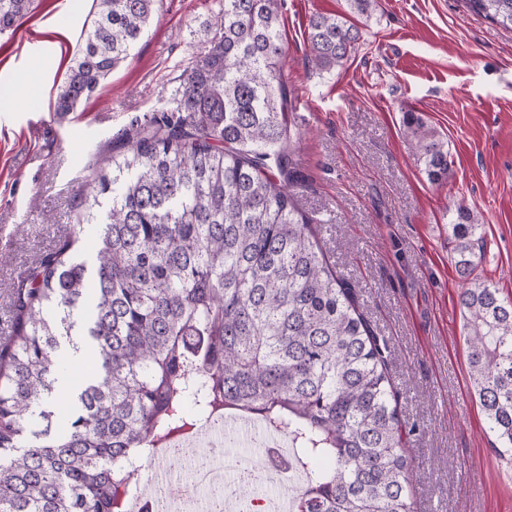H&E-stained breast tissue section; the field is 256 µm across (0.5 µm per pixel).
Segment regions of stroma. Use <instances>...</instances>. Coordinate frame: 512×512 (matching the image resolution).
Wrapping results in <instances>:
<instances>
[{
    "label": "stroma",
    "instance_id": "35a3bbf8",
    "mask_svg": "<svg viewBox=\"0 0 512 512\" xmlns=\"http://www.w3.org/2000/svg\"><path fill=\"white\" fill-rule=\"evenodd\" d=\"M290 119L300 134L299 208L317 220L338 274L390 350L415 512H512V468L493 450L469 385L448 212H481L479 275L512 296V32L464 0H378L341 70L309 61L312 14L345 0H279ZM218 0H158L157 15L94 93L57 116L93 0H37L0 34V340L15 327L12 288L73 234L90 167L133 121L156 113L208 46ZM412 109L448 141L450 177L430 183L402 133Z\"/></svg>",
    "mask_w": 512,
    "mask_h": 512
}]
</instances>
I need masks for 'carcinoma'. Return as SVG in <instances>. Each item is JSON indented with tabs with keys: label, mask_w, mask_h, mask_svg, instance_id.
I'll use <instances>...</instances> for the list:
<instances>
[{
	"label": "carcinoma",
	"mask_w": 512,
	"mask_h": 512,
	"mask_svg": "<svg viewBox=\"0 0 512 512\" xmlns=\"http://www.w3.org/2000/svg\"><path fill=\"white\" fill-rule=\"evenodd\" d=\"M55 98L65 114L107 79L156 0H95ZM35 0H0V33ZM512 31V0H465ZM367 24L375 0H347ZM204 55L161 117L135 121L96 161L81 203L101 225L92 259L74 234L13 288L16 330L0 349V512H123L124 466L195 414L259 413L296 439L310 469L300 512H414L408 436L388 348L296 205L278 0H219ZM362 38L348 16L307 25L313 67L341 69ZM403 132L432 183L448 143L412 110ZM468 378L512 465V297L475 275L480 214L450 215ZM96 369L56 410L60 350Z\"/></svg>",
	"instance_id": "1"
}]
</instances>
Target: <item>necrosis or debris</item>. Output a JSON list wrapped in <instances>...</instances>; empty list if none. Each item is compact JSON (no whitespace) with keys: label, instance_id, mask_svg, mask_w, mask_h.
I'll use <instances>...</instances> for the list:
<instances>
[{"label":"necrosis or debris","instance_id":"obj_1","mask_svg":"<svg viewBox=\"0 0 512 512\" xmlns=\"http://www.w3.org/2000/svg\"><path fill=\"white\" fill-rule=\"evenodd\" d=\"M237 422L234 415L217 425L206 418L192 421L172 449L159 448L135 461L124 512H199L198 498L206 494L223 512H278L280 501H294L307 473L297 466L287 433L278 430L263 441L258 459L233 460L225 455L224 429ZM158 460L167 462L170 471L188 473L187 484L173 491L167 481L149 482L146 472Z\"/></svg>","mask_w":512,"mask_h":512}]
</instances>
